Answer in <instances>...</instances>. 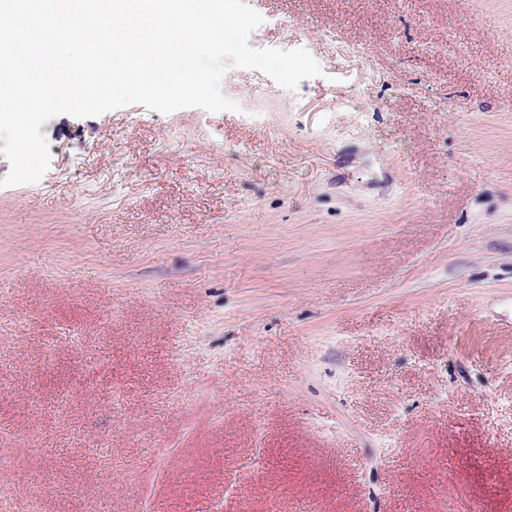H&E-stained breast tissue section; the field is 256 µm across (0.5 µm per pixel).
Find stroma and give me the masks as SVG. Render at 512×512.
Segmentation results:
<instances>
[{"mask_svg":"<svg viewBox=\"0 0 512 512\" xmlns=\"http://www.w3.org/2000/svg\"><path fill=\"white\" fill-rule=\"evenodd\" d=\"M251 6L321 76L0 188L12 512H512V0Z\"/></svg>","mask_w":512,"mask_h":512,"instance_id":"stroma-1","label":"stroma"}]
</instances>
